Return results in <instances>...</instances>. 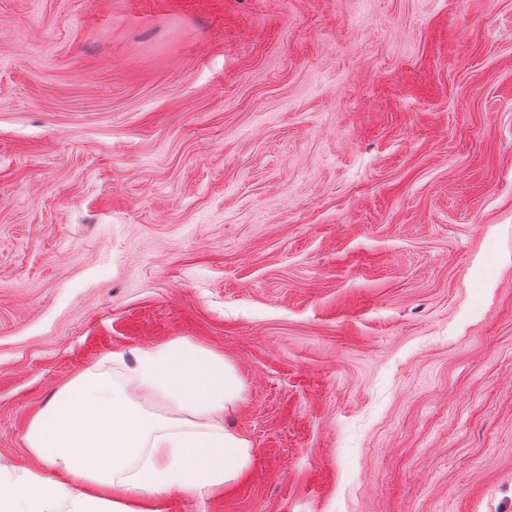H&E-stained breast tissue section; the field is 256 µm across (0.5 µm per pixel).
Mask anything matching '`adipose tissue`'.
I'll return each instance as SVG.
<instances>
[{
  "mask_svg": "<svg viewBox=\"0 0 512 512\" xmlns=\"http://www.w3.org/2000/svg\"><path fill=\"white\" fill-rule=\"evenodd\" d=\"M118 373L88 370L59 389L32 420L31 452L87 491L60 494L29 469L0 470V512H160L155 496L176 489L208 494L248 466L249 442L219 419L241 384L223 358L183 339L123 354ZM162 401L185 412L149 411Z\"/></svg>",
  "mask_w": 512,
  "mask_h": 512,
  "instance_id": "ef3b65f1",
  "label": "adipose tissue"
}]
</instances>
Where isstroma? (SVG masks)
<instances>
[{
  "instance_id": "stroma-1",
  "label": "stroma",
  "mask_w": 512,
  "mask_h": 512,
  "mask_svg": "<svg viewBox=\"0 0 512 512\" xmlns=\"http://www.w3.org/2000/svg\"><path fill=\"white\" fill-rule=\"evenodd\" d=\"M173 339L251 459L162 512H512V0H0V467Z\"/></svg>"
}]
</instances>
